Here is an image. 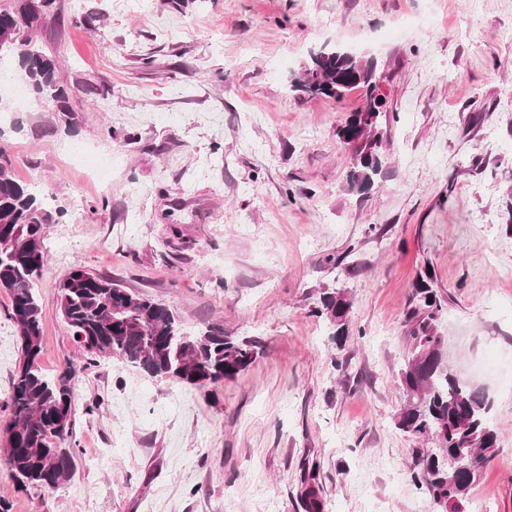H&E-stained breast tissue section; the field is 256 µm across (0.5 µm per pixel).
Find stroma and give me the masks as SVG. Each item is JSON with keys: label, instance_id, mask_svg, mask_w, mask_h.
Instances as JSON below:
<instances>
[{"label": "stroma", "instance_id": "stroma-1", "mask_svg": "<svg viewBox=\"0 0 512 512\" xmlns=\"http://www.w3.org/2000/svg\"><path fill=\"white\" fill-rule=\"evenodd\" d=\"M33 35L70 91V115L25 76L0 137L10 172L44 195L38 280L45 373H76L78 448L56 491L20 486L0 453L5 512H438L410 480L419 452L396 425L418 275L443 301L458 375L488 391L498 441L469 497L512 512V382L475 358L512 353V0H56ZM373 59L391 162L363 198L345 188L336 129L365 104L291 89L311 53ZM343 257L331 268L327 256ZM170 307L190 331L223 324L260 343L236 379L163 382L114 357L83 368L58 309L71 268ZM347 293L330 341L319 291ZM0 291V419L20 339ZM317 480V470L316 467H312L310 470L304 471L302 476V484L306 486L304 490V499H303V507L306 512H324L325 504L321 498L316 493L315 490V482Z\"/></svg>", "mask_w": 512, "mask_h": 512}]
</instances>
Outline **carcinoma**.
<instances>
[{
    "label": "carcinoma",
    "instance_id": "cac0c4a2",
    "mask_svg": "<svg viewBox=\"0 0 512 512\" xmlns=\"http://www.w3.org/2000/svg\"><path fill=\"white\" fill-rule=\"evenodd\" d=\"M54 3L0 0V34L10 32L22 39L27 50L18 54L20 70L47 104L69 113V96L57 78L54 60L32 40ZM291 87L338 102L355 89L365 90V106L348 113L336 135L351 151L348 190L369 194L386 167L378 136L383 109L376 95V65L349 49L327 46L310 55ZM50 219L45 199L0 165V290L10 296L9 316L21 341L6 401L8 418L0 423V447L20 483L56 490L70 474L77 444L61 446L73 437L74 370L68 366L50 377L39 364L42 318L35 286L48 263L45 226ZM433 284L426 272L414 287L409 345L398 374L405 403L397 426L413 439L434 440L439 446V453L419 456L410 479L426 488L440 512H465L479 469L495 454L497 432L484 393L448 366L445 337L435 325L442 304ZM58 296L61 316L76 336L85 369L116 356L153 378L202 388L236 378L258 354L256 342L224 335L220 323L190 332L166 305L81 266L60 282ZM319 302L318 314L333 329L331 339L343 347L349 338L347 294L325 289ZM316 480L314 468L302 476L305 512H325Z\"/></svg>",
    "mask_w": 512,
    "mask_h": 512
}]
</instances>
